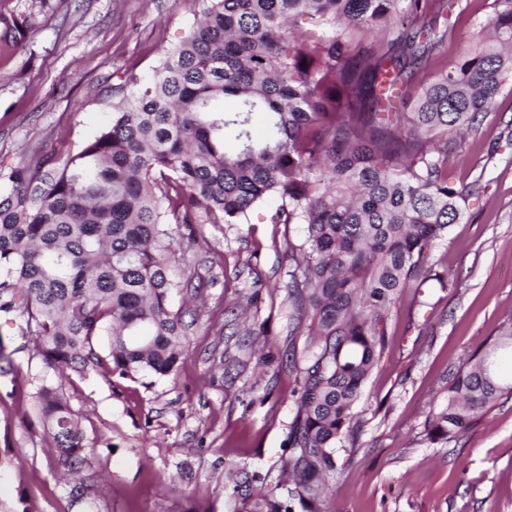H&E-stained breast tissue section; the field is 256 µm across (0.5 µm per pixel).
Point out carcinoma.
Here are the masks:
<instances>
[{
  "label": "carcinoma",
  "mask_w": 512,
  "mask_h": 512,
  "mask_svg": "<svg viewBox=\"0 0 512 512\" xmlns=\"http://www.w3.org/2000/svg\"><path fill=\"white\" fill-rule=\"evenodd\" d=\"M459 0H205L194 27L165 51L151 84L58 169L45 156L8 175L0 197V322L32 337L43 368L104 367L162 378L185 358L171 295L190 287L170 257L198 217L242 224L269 199L272 224H301L288 242L287 355L295 413L278 473L229 466L232 512H324L354 407L386 344L388 311L428 280L426 250L458 223L480 179L449 183L433 141L476 131L512 79V0L493 10L466 50L416 94V74L453 36ZM312 20L300 40L292 25ZM23 35L29 14L3 19ZM377 31L378 47H353ZM232 98L237 109L219 102ZM412 111H407V107ZM265 114L267 132L251 130ZM237 148L225 150L226 141ZM103 341L106 355L94 344ZM512 322L470 366L452 373L428 438L447 442L512 395L497 368ZM35 402L52 451L76 479L88 462L80 417L44 381Z\"/></svg>",
  "instance_id": "carcinoma-1"
}]
</instances>
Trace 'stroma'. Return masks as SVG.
Returning <instances> with one entry per match:
<instances>
[{
  "mask_svg": "<svg viewBox=\"0 0 512 512\" xmlns=\"http://www.w3.org/2000/svg\"><path fill=\"white\" fill-rule=\"evenodd\" d=\"M492 0H461L455 35L433 64L472 42ZM202 0H0V17L35 13L21 42L0 39V196L5 173L45 154L64 165L112 119L128 77L149 79L189 33ZM448 178L481 179L460 223L434 243L423 288L407 286L386 318L387 344L356 408L353 444L326 512H512V396L449 443L427 436L453 370L512 318V81L477 132L445 134ZM269 205L245 224L196 225L174 269L202 283L178 371L135 381L91 370L53 375L92 453L90 491L72 497L35 405L43 376L27 337L0 328V512H230L224 466L279 467L295 408L284 356L290 335L288 244L299 224ZM244 346L229 312L249 296ZM246 365L225 377L217 356Z\"/></svg>",
  "mask_w": 512,
  "mask_h": 512,
  "instance_id": "stroma-1",
  "label": "stroma"
}]
</instances>
